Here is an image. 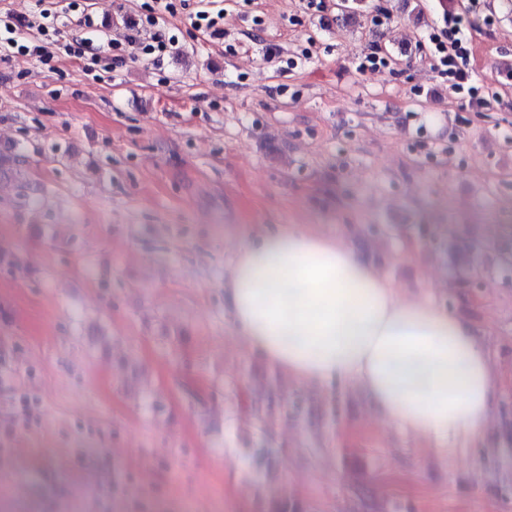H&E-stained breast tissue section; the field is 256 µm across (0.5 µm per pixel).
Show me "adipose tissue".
I'll list each match as a JSON object with an SVG mask.
<instances>
[{"mask_svg": "<svg viewBox=\"0 0 512 512\" xmlns=\"http://www.w3.org/2000/svg\"><path fill=\"white\" fill-rule=\"evenodd\" d=\"M232 329L300 384H353L436 450L481 440L506 388L465 314L402 298L347 242L288 227L244 239L224 275Z\"/></svg>", "mask_w": 512, "mask_h": 512, "instance_id": "1", "label": "adipose tissue"}]
</instances>
